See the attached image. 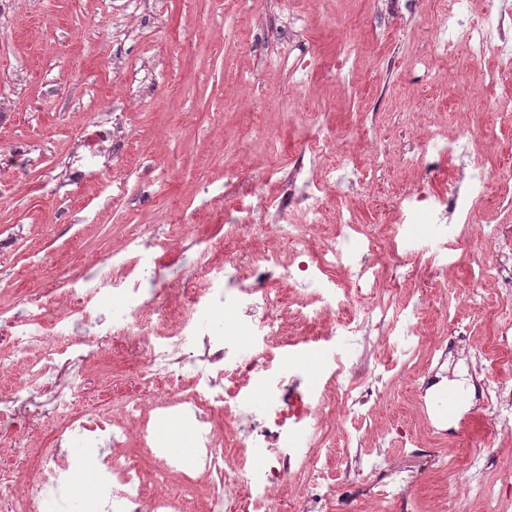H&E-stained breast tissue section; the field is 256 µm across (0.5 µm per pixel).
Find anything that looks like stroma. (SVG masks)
Returning a JSON list of instances; mask_svg holds the SVG:
<instances>
[{
    "mask_svg": "<svg viewBox=\"0 0 512 512\" xmlns=\"http://www.w3.org/2000/svg\"><path fill=\"white\" fill-rule=\"evenodd\" d=\"M302 34L298 52L314 55L315 67L295 70L277 51V39L257 23L259 0H0V312H22L28 299L50 295L53 307H76L83 289L95 287L101 264L134 235L159 232L171 242L159 253L164 289L151 323L166 326L183 289L192 287V252L184 236L223 238L226 248L254 251L256 236L234 227L219 197L229 178L250 182L287 173L296 154L318 132L336 136L337 152L381 165L364 189L350 194L352 166L329 174V208L352 207L358 224L383 234L392 211V187L418 182L445 189L457 157L407 172L401 156L416 148L425 130L447 133L469 87L447 61L422 65L427 25L436 22L441 0H408L395 16L375 13L372 0H288ZM390 29L391 39L370 40ZM366 35L364 50L349 62L353 81L342 94L333 65L346 39ZM389 57L388 71L379 61ZM120 114L131 144L105 149L85 180L69 175L68 157L89 144L98 121ZM458 265L446 276L385 256L384 284L400 298L435 301L449 281L453 320L427 312L430 340L467 326L466 358L487 349L496 333L503 287L485 289V308L471 304V269L494 258L477 232L463 238ZM85 346L59 363L36 393L21 390L31 347L19 354L0 346V404L16 417L0 422V471L11 483L0 489V512L28 475L27 450L49 443L56 421L54 396L73 391L77 410L94 416L103 407L137 395L153 396L143 373V346L76 328ZM421 347L406 371L386 378L377 404L380 430L370 437L374 454L397 453L411 439L447 459L446 468L420 475L408 512H512V486L486 503L468 490L457 469L458 448L480 443L491 450L489 476L512 469V428L492 426L466 395L456 406L447 440L429 439L426 419L415 407L407 381L426 368Z\"/></svg>",
    "mask_w": 512,
    "mask_h": 512,
    "instance_id": "35a3bbf8",
    "label": "stroma"
}]
</instances>
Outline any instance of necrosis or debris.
Here are the masks:
<instances>
[{
	"label": "necrosis or debris",
	"mask_w": 512,
	"mask_h": 512,
	"mask_svg": "<svg viewBox=\"0 0 512 512\" xmlns=\"http://www.w3.org/2000/svg\"><path fill=\"white\" fill-rule=\"evenodd\" d=\"M471 4L444 0L431 30V56L455 61V43L464 41L473 63L494 55V64L483 70L484 83L503 86L512 79V13L466 24L462 17ZM473 133L471 126H458L444 147L429 134L404 156V165L414 169L459 151L467 162L443 191L415 184L398 192L395 219L380 237L362 233L349 212L340 216L321 248H310L308 225L327 218L326 184L301 160L281 179L276 194L257 196L246 206L233 202L238 223L270 217L264 235L279 239L281 246L255 251L246 261L226 251L223 240L207 244L197 260L198 285L187 289L173 312L174 331L139 321L159 296L142 286L158 275V244L138 236L112 254L110 310L95 316L81 309L48 313L36 298L26 315L1 321L0 331L15 347L34 342L45 347L27 367L25 388H37L59 361L82 348V339L68 336L75 322L112 336H136L148 351L146 375L165 385L151 401L132 396L89 420L75 412L70 396H56L60 422L52 442L37 453L12 512H49L68 497L74 473L66 449L73 443L83 448L97 474L93 512H178L167 494L149 493L148 485L171 475L189 480L198 473L215 480L212 512H276L277 492L295 477L301 484L291 502L298 512H331L330 460L335 455L352 494L371 512H403L412 471L384 458L365 465L364 443L378 402L374 383L396 369L399 357L419 348L426 329L421 305L397 302L392 290L382 289V270L371 256L385 249L447 273L456 264V245L466 227L477 221V202L494 192L512 199V180L494 178L486 158L471 150ZM295 206L302 207L304 223H285ZM482 232L498 257L479 264L472 278L482 286L502 283L500 256L512 255V236L500 225L483 226ZM289 290L309 295L294 319L305 330L316 327V335L288 337L283 311ZM374 331L381 335L383 354L368 362L358 351ZM240 334L249 336L248 348L237 343ZM297 347L316 355L317 383L303 380L293 354ZM448 353L443 342H436L428 367L413 382L418 403L442 419L453 381L472 395L474 405L502 424L512 423V382L476 366H448ZM336 403L363 417L360 426L344 431L337 449L324 440L327 410ZM217 413L223 414L226 430L215 428ZM173 417L192 431L191 458L173 452L159 433Z\"/></svg>",
	"instance_id": "obj_1"
}]
</instances>
